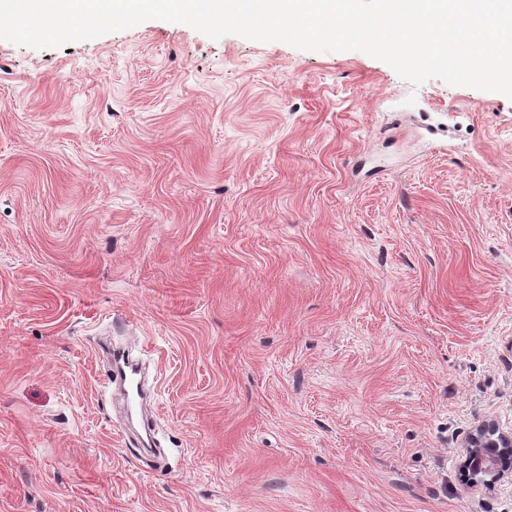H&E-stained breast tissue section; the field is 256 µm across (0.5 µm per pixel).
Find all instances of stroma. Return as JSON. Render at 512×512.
Returning a JSON list of instances; mask_svg holds the SVG:
<instances>
[{"label":"stroma","instance_id":"1","mask_svg":"<svg viewBox=\"0 0 512 512\" xmlns=\"http://www.w3.org/2000/svg\"><path fill=\"white\" fill-rule=\"evenodd\" d=\"M486 420L511 98L161 19L0 40V512H512L460 475ZM112 356L110 382L117 383L123 393L128 419L136 416L141 402L145 397V389L141 378V362L132 355L129 347L108 349Z\"/></svg>","mask_w":512,"mask_h":512}]
</instances>
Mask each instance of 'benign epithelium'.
Here are the masks:
<instances>
[{
    "label": "benign epithelium",
    "mask_w": 512,
    "mask_h": 512,
    "mask_svg": "<svg viewBox=\"0 0 512 512\" xmlns=\"http://www.w3.org/2000/svg\"><path fill=\"white\" fill-rule=\"evenodd\" d=\"M465 448L462 474L468 483L490 484L512 475V431L485 423L468 437Z\"/></svg>",
    "instance_id": "7a95c632"
}]
</instances>
